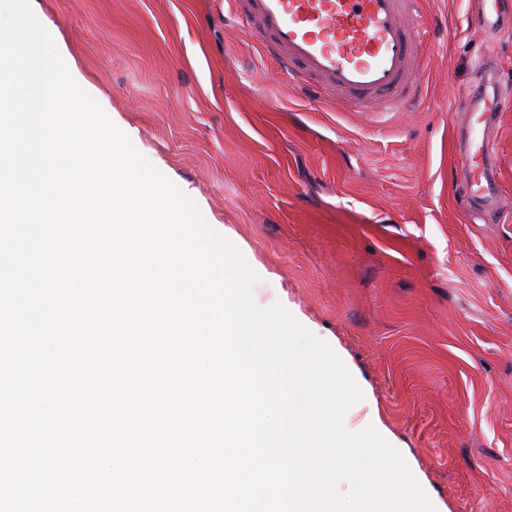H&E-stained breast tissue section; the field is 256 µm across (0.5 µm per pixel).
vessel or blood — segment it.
Returning a JSON list of instances; mask_svg holds the SVG:
<instances>
[{
    "label": "vessel or blood",
    "instance_id": "1",
    "mask_svg": "<svg viewBox=\"0 0 512 512\" xmlns=\"http://www.w3.org/2000/svg\"><path fill=\"white\" fill-rule=\"evenodd\" d=\"M419 0H228L232 11L267 33L288 72L334 92L342 105L363 112H393L419 80V30L425 17ZM512 109V99L484 103L472 96L474 120L461 165L470 176L469 197L493 202L496 189L478 154L484 153V112Z\"/></svg>",
    "mask_w": 512,
    "mask_h": 512
}]
</instances>
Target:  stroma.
<instances>
[{
    "label": "stroma",
    "mask_w": 512,
    "mask_h": 512,
    "mask_svg": "<svg viewBox=\"0 0 512 512\" xmlns=\"http://www.w3.org/2000/svg\"><path fill=\"white\" fill-rule=\"evenodd\" d=\"M75 82L342 359L350 429L396 448L436 512H512V112L499 207L466 203L467 93L512 98V33L422 0L400 112L315 106L225 0H30Z\"/></svg>",
    "instance_id": "obj_1"
}]
</instances>
